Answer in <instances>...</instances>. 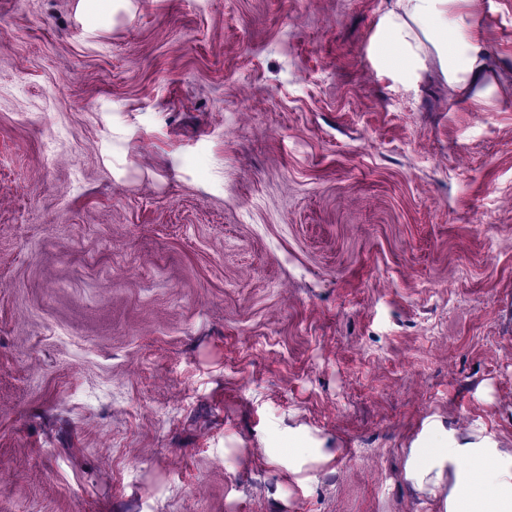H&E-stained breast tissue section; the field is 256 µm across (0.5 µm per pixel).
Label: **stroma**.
<instances>
[{
  "label": "stroma",
  "instance_id": "obj_1",
  "mask_svg": "<svg viewBox=\"0 0 512 512\" xmlns=\"http://www.w3.org/2000/svg\"><path fill=\"white\" fill-rule=\"evenodd\" d=\"M394 4L0 0V512H445L429 425L512 452V0L481 98Z\"/></svg>",
  "mask_w": 512,
  "mask_h": 512
}]
</instances>
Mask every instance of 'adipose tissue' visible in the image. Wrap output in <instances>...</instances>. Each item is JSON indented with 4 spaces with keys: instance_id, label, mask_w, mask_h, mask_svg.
<instances>
[{
    "instance_id": "ef3b65f1",
    "label": "adipose tissue",
    "mask_w": 512,
    "mask_h": 512,
    "mask_svg": "<svg viewBox=\"0 0 512 512\" xmlns=\"http://www.w3.org/2000/svg\"><path fill=\"white\" fill-rule=\"evenodd\" d=\"M448 3L396 0L387 47L400 65L417 63L433 48L449 87L464 90L483 75L485 52L470 40L466 15H449ZM406 477L421 489L447 485L446 512H512V454L486 436L470 440L455 428L436 426L411 448Z\"/></svg>"
}]
</instances>
